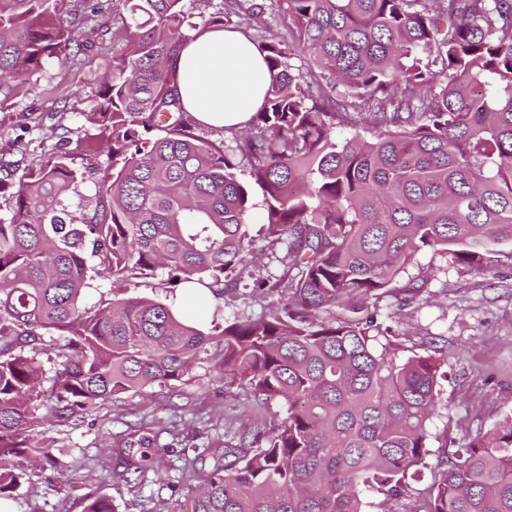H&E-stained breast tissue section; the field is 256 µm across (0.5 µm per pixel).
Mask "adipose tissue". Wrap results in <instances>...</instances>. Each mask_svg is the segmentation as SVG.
<instances>
[{
	"label": "adipose tissue",
	"instance_id": "ef3b65f1",
	"mask_svg": "<svg viewBox=\"0 0 512 512\" xmlns=\"http://www.w3.org/2000/svg\"><path fill=\"white\" fill-rule=\"evenodd\" d=\"M175 68L185 109L210 127L243 125L271 81L257 47L241 32L219 27L193 31Z\"/></svg>",
	"mask_w": 512,
	"mask_h": 512
}]
</instances>
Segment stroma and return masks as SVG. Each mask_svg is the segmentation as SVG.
Returning <instances> with one entry per match:
<instances>
[{
	"mask_svg": "<svg viewBox=\"0 0 512 512\" xmlns=\"http://www.w3.org/2000/svg\"><path fill=\"white\" fill-rule=\"evenodd\" d=\"M112 57V30L91 35L86 50L75 61L50 62L32 72L23 84L1 90L6 101L0 106V156L13 161L17 172L40 163L58 145H65L74 167L94 168L95 173L79 183L67 200L75 216L94 211L98 196L99 170L109 166L108 152L86 153L82 142L94 130L78 116L93 101L99 80ZM447 266V283H432L420 300L390 304L385 313L399 321L401 355L417 350L423 333L437 335L448 356V379L442 384L444 408L430 426L438 442L433 454H441L440 443L457 419L469 418L473 426L491 427L512 412V259L503 257L482 269L445 265L436 252L418 253L414 267L427 271ZM174 292L186 315L211 321L215 310L225 316L260 312L276 305L272 295L242 297L240 293L197 299L183 286ZM283 414L280 403L259 405L236 387L225 386L213 367H195L188 380L175 390L152 387L105 402L84 418L43 428L44 444L63 449V465L50 471L39 462L28 464L26 481L8 512H82L85 493L105 495L120 506V512H139L137 494H159L163 499L184 498L174 454H167L159 471L147 472L141 492L113 482L100 463L108 458L112 435L127 422L163 424L162 442L178 437L185 444L213 442L222 445L237 431L271 432ZM78 484L64 494L65 484Z\"/></svg>",
	"mask_w": 512,
	"mask_h": 512,
	"instance_id": "35a3bbf8",
	"label": "stroma"
}]
</instances>
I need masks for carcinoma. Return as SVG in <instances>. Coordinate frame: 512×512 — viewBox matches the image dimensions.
<instances>
[{
  "label": "carcinoma",
  "instance_id": "1",
  "mask_svg": "<svg viewBox=\"0 0 512 512\" xmlns=\"http://www.w3.org/2000/svg\"><path fill=\"white\" fill-rule=\"evenodd\" d=\"M64 2L0 0V82L74 60L112 14L110 72L80 113L112 145V172L78 222L65 201L84 172L67 152L16 181L0 159V501L24 462L57 468L43 422L172 388L202 363L285 413L271 434L181 449L194 486L167 512H364L366 491L403 494L430 454L448 359L430 337L399 359L380 310L443 272H410L425 248L476 269L512 255V0H273L288 38L255 42L272 75L263 104L250 133L215 139L185 111L172 62L185 30L235 25L242 0L195 23L196 0H83L77 23ZM245 169L263 194L260 252ZM99 275L215 296L247 276L279 304L205 330L167 294L85 306ZM43 330L63 341L47 388L31 355ZM153 428L113 437L114 481L138 488L159 464ZM462 436L417 512H512V417ZM83 512L118 506L98 495Z\"/></svg>",
  "mask_w": 512,
  "mask_h": 512
}]
</instances>
